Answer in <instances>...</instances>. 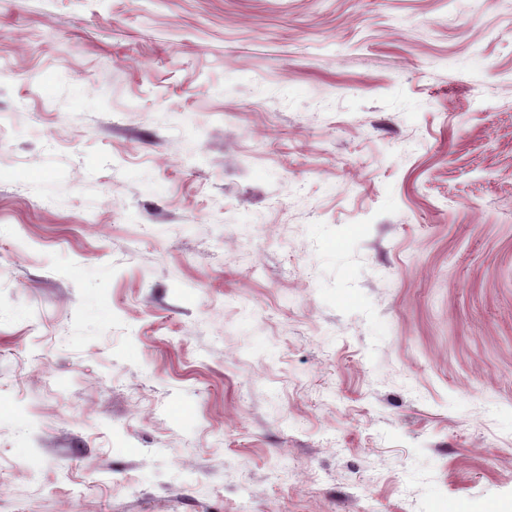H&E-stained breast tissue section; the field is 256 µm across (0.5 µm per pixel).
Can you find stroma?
<instances>
[{
  "label": "stroma",
  "instance_id": "1",
  "mask_svg": "<svg viewBox=\"0 0 512 512\" xmlns=\"http://www.w3.org/2000/svg\"><path fill=\"white\" fill-rule=\"evenodd\" d=\"M0 512H512V0H0Z\"/></svg>",
  "mask_w": 512,
  "mask_h": 512
}]
</instances>
